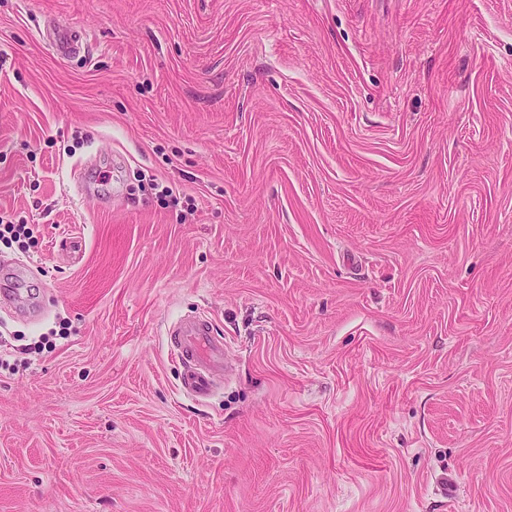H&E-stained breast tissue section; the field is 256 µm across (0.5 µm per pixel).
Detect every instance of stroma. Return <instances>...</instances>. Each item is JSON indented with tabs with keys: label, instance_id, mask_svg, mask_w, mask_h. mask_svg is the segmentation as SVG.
I'll list each match as a JSON object with an SVG mask.
<instances>
[{
	"label": "stroma",
	"instance_id": "1",
	"mask_svg": "<svg viewBox=\"0 0 512 512\" xmlns=\"http://www.w3.org/2000/svg\"><path fill=\"white\" fill-rule=\"evenodd\" d=\"M0 216V512H512V0H0ZM39 36L48 49L61 58H72L79 55L83 49V32L75 28H58L45 24L37 29ZM0 223V240L2 238L7 242L17 243L19 249L26 251L29 240L32 239L34 234V229L31 227V224H14L11 221L4 224L3 220H1ZM215 333L213 324L202 316L182 319L166 328V336L184 367L181 389L196 399H202L211 390L206 373L224 363V343L213 337Z\"/></svg>",
	"mask_w": 512,
	"mask_h": 512
}]
</instances>
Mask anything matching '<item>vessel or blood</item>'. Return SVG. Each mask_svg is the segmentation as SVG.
<instances>
[{
    "label": "vessel or blood",
    "mask_w": 512,
    "mask_h": 512,
    "mask_svg": "<svg viewBox=\"0 0 512 512\" xmlns=\"http://www.w3.org/2000/svg\"><path fill=\"white\" fill-rule=\"evenodd\" d=\"M37 32L48 49L58 57L71 58L83 49V33L75 28L43 25ZM166 334L184 367L182 390L197 399L208 395L211 389L208 374L224 363V344L215 339L213 324L204 317L194 316L168 325Z\"/></svg>",
    "instance_id": "1"
}]
</instances>
